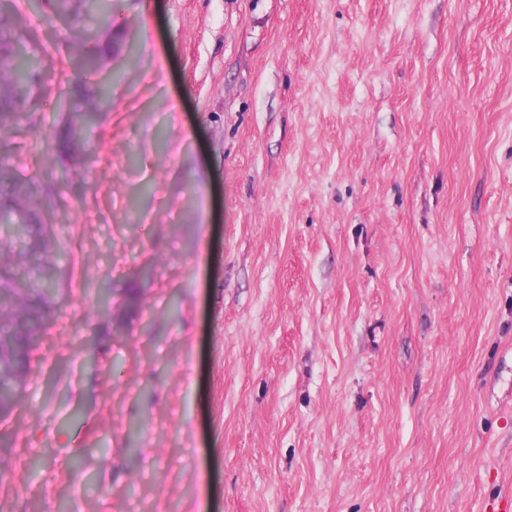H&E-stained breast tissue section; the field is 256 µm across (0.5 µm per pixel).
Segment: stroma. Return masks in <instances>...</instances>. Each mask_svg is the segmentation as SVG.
<instances>
[{
    "mask_svg": "<svg viewBox=\"0 0 512 512\" xmlns=\"http://www.w3.org/2000/svg\"><path fill=\"white\" fill-rule=\"evenodd\" d=\"M0 512L512 492V0H119ZM38 93L15 175L67 111Z\"/></svg>",
    "mask_w": 512,
    "mask_h": 512,
    "instance_id": "35a3bbf8",
    "label": "stroma"
}]
</instances>
